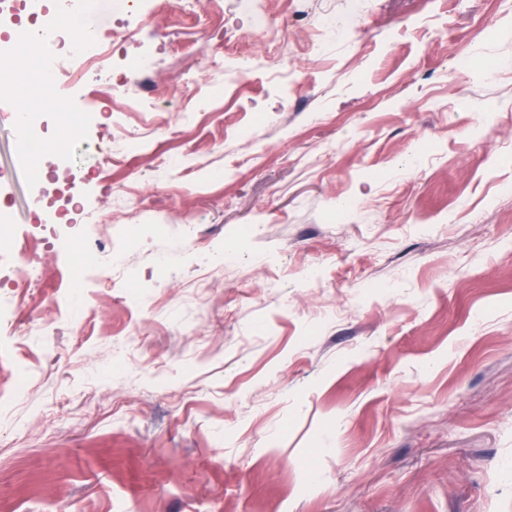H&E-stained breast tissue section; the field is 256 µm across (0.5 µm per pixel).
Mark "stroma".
I'll use <instances>...</instances> for the list:
<instances>
[{
  "label": "stroma",
  "instance_id": "obj_1",
  "mask_svg": "<svg viewBox=\"0 0 512 512\" xmlns=\"http://www.w3.org/2000/svg\"><path fill=\"white\" fill-rule=\"evenodd\" d=\"M236 2L93 0L148 111L16 80L45 148L0 119V255L43 262L0 281V512H512V0H262L278 51ZM225 35L246 74L184 83ZM35 119V113H28L26 126L24 127V148L18 151V158L16 157L17 162L21 165H27L34 162L39 155V144L31 133V128Z\"/></svg>",
  "mask_w": 512,
  "mask_h": 512
}]
</instances>
